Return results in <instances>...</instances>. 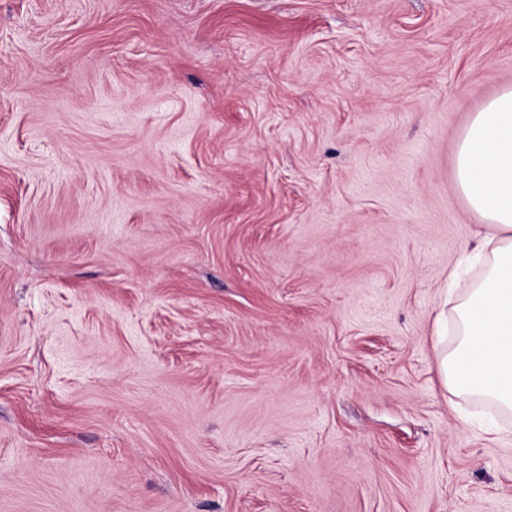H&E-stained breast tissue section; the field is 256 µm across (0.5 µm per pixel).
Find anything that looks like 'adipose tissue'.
Instances as JSON below:
<instances>
[{"instance_id": "adipose-tissue-1", "label": "adipose tissue", "mask_w": 512, "mask_h": 512, "mask_svg": "<svg viewBox=\"0 0 512 512\" xmlns=\"http://www.w3.org/2000/svg\"><path fill=\"white\" fill-rule=\"evenodd\" d=\"M456 180L483 221L472 254L484 269L437 324V335L453 338L438 353L439 374L453 395L512 412V88L473 114L458 142Z\"/></svg>"}]
</instances>
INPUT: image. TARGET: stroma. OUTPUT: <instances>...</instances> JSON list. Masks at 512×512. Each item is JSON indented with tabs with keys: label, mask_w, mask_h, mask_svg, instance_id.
<instances>
[{
	"label": "stroma",
	"mask_w": 512,
	"mask_h": 512,
	"mask_svg": "<svg viewBox=\"0 0 512 512\" xmlns=\"http://www.w3.org/2000/svg\"><path fill=\"white\" fill-rule=\"evenodd\" d=\"M512 0H0V512H512L441 382Z\"/></svg>",
	"instance_id": "1"
}]
</instances>
